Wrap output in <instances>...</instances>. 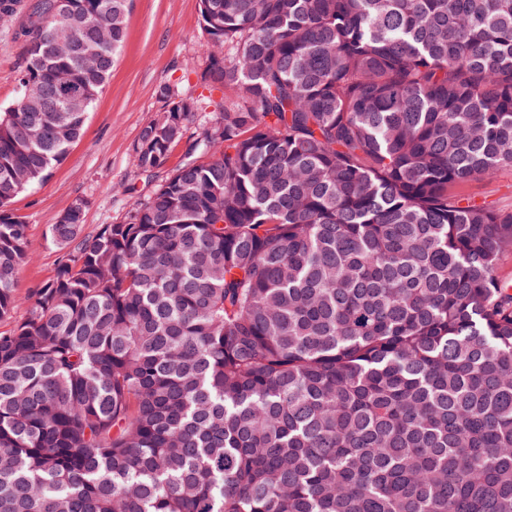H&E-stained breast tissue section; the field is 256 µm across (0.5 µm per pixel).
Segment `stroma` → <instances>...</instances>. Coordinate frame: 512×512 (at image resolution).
I'll return each instance as SVG.
<instances>
[{
	"label": "stroma",
	"mask_w": 512,
	"mask_h": 512,
	"mask_svg": "<svg viewBox=\"0 0 512 512\" xmlns=\"http://www.w3.org/2000/svg\"><path fill=\"white\" fill-rule=\"evenodd\" d=\"M24 14L0 25V108L18 95L16 74L25 44L15 36ZM208 37L201 25L199 0H133L122 50L84 128L67 157L45 182L18 194L11 210L29 226L28 257L16 281L18 297L52 279L64 252L47 234L58 217L82 204V233L94 235L105 224L126 222L135 200L147 199L157 182L139 176L134 146L142 128L165 107L158 90L169 85L185 95L201 93L200 76L208 64ZM501 210H512V168L494 178L459 185Z\"/></svg>",
	"instance_id": "35a3bbf8"
}]
</instances>
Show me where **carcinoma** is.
<instances>
[{
    "mask_svg": "<svg viewBox=\"0 0 512 512\" xmlns=\"http://www.w3.org/2000/svg\"><path fill=\"white\" fill-rule=\"evenodd\" d=\"M131 0H36L0 112V512H512V0H200L228 93L27 300L9 204L66 158ZM84 92L72 107L56 96ZM166 166L211 100L159 90ZM462 195L475 196L501 210H512V168L505 167L494 178L465 183L455 188Z\"/></svg>",
    "mask_w": 512,
    "mask_h": 512,
    "instance_id": "cac0c4a2",
    "label": "carcinoma"
}]
</instances>
